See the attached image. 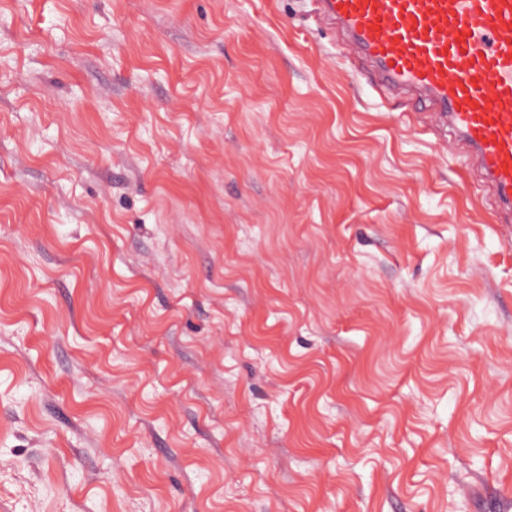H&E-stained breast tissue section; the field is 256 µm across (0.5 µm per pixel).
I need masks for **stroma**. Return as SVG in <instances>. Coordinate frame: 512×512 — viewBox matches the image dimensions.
I'll list each match as a JSON object with an SVG mask.
<instances>
[{
	"label": "stroma",
	"mask_w": 512,
	"mask_h": 512,
	"mask_svg": "<svg viewBox=\"0 0 512 512\" xmlns=\"http://www.w3.org/2000/svg\"><path fill=\"white\" fill-rule=\"evenodd\" d=\"M0 512H512V222L311 0H0Z\"/></svg>",
	"instance_id": "obj_1"
}]
</instances>
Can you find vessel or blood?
<instances>
[{
    "instance_id": "vessel-or-blood-1",
    "label": "vessel or blood",
    "mask_w": 512,
    "mask_h": 512,
    "mask_svg": "<svg viewBox=\"0 0 512 512\" xmlns=\"http://www.w3.org/2000/svg\"><path fill=\"white\" fill-rule=\"evenodd\" d=\"M377 83L413 93L474 152L512 217V0H314Z\"/></svg>"
}]
</instances>
